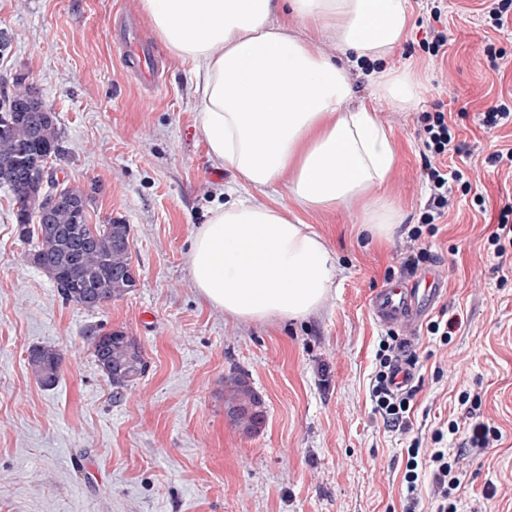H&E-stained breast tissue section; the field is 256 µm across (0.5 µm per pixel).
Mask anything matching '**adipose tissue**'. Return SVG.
I'll use <instances>...</instances> for the list:
<instances>
[{"label":"adipose tissue","mask_w":512,"mask_h":512,"mask_svg":"<svg viewBox=\"0 0 512 512\" xmlns=\"http://www.w3.org/2000/svg\"><path fill=\"white\" fill-rule=\"evenodd\" d=\"M154 31L195 78L207 152L241 187L286 183L288 204L248 197L196 227L191 282L241 322L306 318L326 302L336 255L304 213L359 206L361 233L382 242L404 216L382 192L396 164L377 110L354 102L350 73L369 66L371 96L412 109L423 86L394 62L408 0H142ZM320 28L336 53L297 28Z\"/></svg>","instance_id":"obj_1"}]
</instances>
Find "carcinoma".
<instances>
[{"instance_id":"obj_1","label":"carcinoma","mask_w":512,"mask_h":512,"mask_svg":"<svg viewBox=\"0 0 512 512\" xmlns=\"http://www.w3.org/2000/svg\"><path fill=\"white\" fill-rule=\"evenodd\" d=\"M37 95L39 91L23 80L0 91V168L15 165L47 168L45 180L37 188L41 197L59 191L51 162L63 155L64 149L57 120L40 122L34 112L13 111L15 104ZM0 188L14 196L20 237L34 243L36 255L59 271L57 288L65 301L93 310L123 298L138 287L131 277L130 225L116 221L89 223L82 189L69 188L74 204L54 212L48 223L29 213L23 183L0 182ZM99 336L101 329L97 327L85 331L94 361L113 387L124 389L145 373L147 362L134 337L115 331L112 342L105 345L100 343ZM61 361L62 354L54 347H36L29 356L32 372L45 385L56 382ZM225 406L231 417L248 430L264 421L262 400L241 377L230 380Z\"/></svg>"}]
</instances>
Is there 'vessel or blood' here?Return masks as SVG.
Listing matches in <instances>:
<instances>
[{
  "instance_id": "1",
  "label": "vessel or blood",
  "mask_w": 512,
  "mask_h": 512,
  "mask_svg": "<svg viewBox=\"0 0 512 512\" xmlns=\"http://www.w3.org/2000/svg\"><path fill=\"white\" fill-rule=\"evenodd\" d=\"M117 39L127 44L126 61L136 67L146 84L156 81V68L151 52L142 45L130 42L128 30H118ZM425 289L406 286L403 281L377 290L370 300V308L375 320L382 326L401 325L414 328L423 318L430 305L441 293L439 275H431Z\"/></svg>"
}]
</instances>
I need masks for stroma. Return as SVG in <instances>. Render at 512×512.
<instances>
[{"label":"stroma","instance_id":"stroma-1","mask_svg":"<svg viewBox=\"0 0 512 512\" xmlns=\"http://www.w3.org/2000/svg\"><path fill=\"white\" fill-rule=\"evenodd\" d=\"M411 28L396 64L425 85L412 110L377 101L397 162L386 192L405 219L382 246L359 236L357 207L305 220L337 254L334 288L306 319L245 323L201 300L188 271L190 238L227 202L231 171L210 159L195 122L194 78L156 37L141 0H0L11 45L0 75L33 83L55 112L63 184L90 195L94 224H129L139 286L87 310L66 302L34 266L10 192L0 188V512H402L407 435L384 428L371 390L376 352L390 328L368 301L405 276L408 255L427 250L444 283L410 345L418 392L410 419L430 437L480 395V418L497 447L462 456L459 512H512V247L488 236L512 208V172L489 157L512 148V125L492 130L480 114L512 97V27L485 26L481 0H437L448 51L433 55L426 0H409ZM139 17L137 37L161 59L147 90L127 67L110 27ZM452 116L459 143L481 152L437 158L460 172L454 205L424 220L429 189L418 132L436 111ZM457 318L451 343L427 331ZM121 329L140 343L147 369L115 390L84 333ZM36 346L60 350L55 385L29 366ZM243 377L265 420L247 433L227 414L226 382Z\"/></svg>","mask_w":512,"mask_h":512}]
</instances>
